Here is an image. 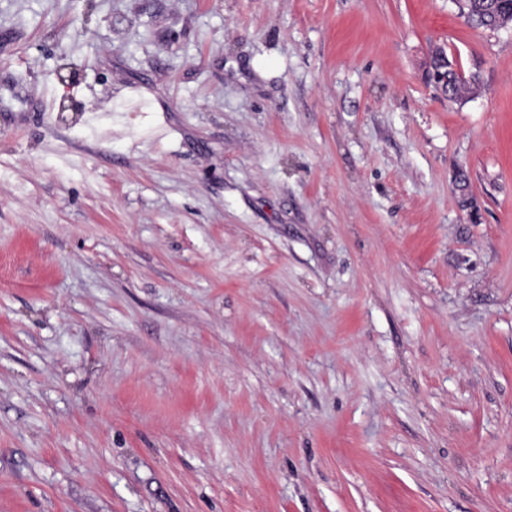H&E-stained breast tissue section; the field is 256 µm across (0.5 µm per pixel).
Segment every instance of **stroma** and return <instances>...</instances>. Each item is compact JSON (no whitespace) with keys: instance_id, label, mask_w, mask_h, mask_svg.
Segmentation results:
<instances>
[{"instance_id":"stroma-1","label":"stroma","mask_w":512,"mask_h":512,"mask_svg":"<svg viewBox=\"0 0 512 512\" xmlns=\"http://www.w3.org/2000/svg\"><path fill=\"white\" fill-rule=\"evenodd\" d=\"M0 78V512H512V26L0 0ZM433 57L437 58L440 61L441 67L436 68V66L430 63V67L427 71V79L430 84L434 86V88L440 93L446 95L448 97V85H450L452 91L458 95H462L467 90L464 86H459L456 83V80L453 75L451 78H448L450 72H448V52L444 47H438L433 53ZM446 73V76L444 74Z\"/></svg>"}]
</instances>
